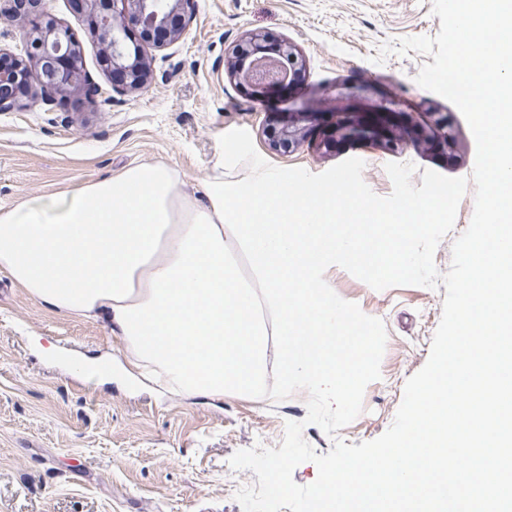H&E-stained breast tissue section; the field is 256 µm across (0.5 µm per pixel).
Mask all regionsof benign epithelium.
Here are the masks:
<instances>
[{"label":"benign epithelium","mask_w":512,"mask_h":512,"mask_svg":"<svg viewBox=\"0 0 512 512\" xmlns=\"http://www.w3.org/2000/svg\"><path fill=\"white\" fill-rule=\"evenodd\" d=\"M37 0H10L0 15L33 14ZM72 9L92 18V34L102 47L103 64L112 72V87L125 92L144 89L151 74V59L143 45L164 47L179 40L187 26L190 0H70ZM263 37L252 34L232 48L235 58L230 77L261 96L270 88H289L305 71L298 46L282 43L277 56L257 55ZM23 53L14 56V69L0 71V112L18 107L22 99L9 91L13 82L36 75L44 99L82 89L85 77L77 42L70 31L53 19L35 20L22 35ZM324 113L309 106L292 112H267L265 125L269 147L292 153L312 146L322 154L340 142H363L381 151H392L409 142L422 150L438 147L454 163L459 142L441 112H427L420 119L408 116L397 101L391 106H370L364 112H336L335 120L323 123Z\"/></svg>","instance_id":"7a95c632"}]
</instances>
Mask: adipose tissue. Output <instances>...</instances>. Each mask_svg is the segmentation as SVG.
<instances>
[{
  "mask_svg": "<svg viewBox=\"0 0 512 512\" xmlns=\"http://www.w3.org/2000/svg\"><path fill=\"white\" fill-rule=\"evenodd\" d=\"M236 163L218 153L199 201L167 166L139 164L49 204L0 208V271L41 306L102 321L143 379L176 394L262 387L265 305L279 316L283 385L345 384L369 336L339 316L323 274L339 263L408 271L403 244L414 227L395 223L374 239L366 214L336 208L333 191L302 194L259 166L225 181Z\"/></svg>",
  "mask_w": 512,
  "mask_h": 512,
  "instance_id": "adipose-tissue-1",
  "label": "adipose tissue"
}]
</instances>
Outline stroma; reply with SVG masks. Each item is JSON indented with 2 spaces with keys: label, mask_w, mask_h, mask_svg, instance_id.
Returning <instances> with one entry per match:
<instances>
[{
  "label": "stroma",
  "mask_w": 512,
  "mask_h": 512,
  "mask_svg": "<svg viewBox=\"0 0 512 512\" xmlns=\"http://www.w3.org/2000/svg\"><path fill=\"white\" fill-rule=\"evenodd\" d=\"M41 8L70 30L100 93H70L50 105L31 93L21 108L0 112L2 208L47 200L141 163L170 167L185 193L202 198L218 139L236 128L247 130L256 151L280 168L318 174L360 158L364 182L381 197L393 190L385 170L392 161L414 164L417 186L424 170L467 179L473 174L476 142L464 116L415 81L427 56L373 61L385 42L438 34L431 0H192L182 37L155 52L149 84L135 93L113 90L87 15L72 11L69 0H43ZM255 32L292 41L302 51L305 76L292 93L271 90L259 98L230 80L232 46ZM365 80L410 111L449 113L462 146L459 164L410 147L391 155L363 143L326 155L307 146L288 155L270 149L266 113L289 112ZM474 207L470 187L435 251L439 272L449 270L452 245ZM324 279L339 297L380 319L387 332L380 378L367 385L362 412L333 437L306 423L309 394L303 389L281 401L244 395L209 400L138 384L101 322L39 306L1 272L0 512H242L229 460L241 449L280 448L286 422L303 423V437L319 455L337 438L358 445L382 435L408 378L428 360L446 288L379 291L339 266L328 268ZM53 347L111 355V381L48 356Z\"/></svg>",
  "instance_id": "1"
}]
</instances>
